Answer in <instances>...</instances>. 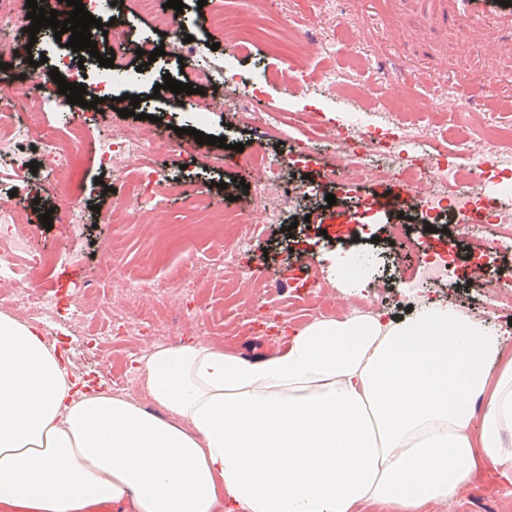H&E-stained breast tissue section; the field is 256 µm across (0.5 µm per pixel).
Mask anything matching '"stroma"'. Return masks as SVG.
Masks as SVG:
<instances>
[{
    "mask_svg": "<svg viewBox=\"0 0 512 512\" xmlns=\"http://www.w3.org/2000/svg\"><path fill=\"white\" fill-rule=\"evenodd\" d=\"M429 0H224L228 12L242 18H260L271 14H285L287 24H275L276 37L287 38L290 27L313 29L318 39L309 42L296 69L297 78L281 81L277 74L284 61L278 55L258 48L246 53L238 49L231 32H210L205 39L217 44L211 60L224 68L248 73L264 84L261 105H273L287 112H317L328 126L355 120L359 100L346 98L326 89L317 77L327 60L317 51L318 40L335 43L333 55L337 70L349 82L358 83L364 95L383 96L387 103L403 112L420 113L428 97H437L439 108L445 112L448 124H457L463 109L460 95L474 92L476 98L512 94V42H486L468 35L465 29L451 30L433 27L425 22ZM166 70L183 83L194 80L192 65H180L175 59H161L149 65L150 79L116 89L123 94L145 98V119L123 118L111 112L102 113L97 126L83 129V184L68 192L53 196L56 205H67L73 197H80L86 206L87 221L78 229L64 224L44 228L37 205L27 208L28 221L21 224L20 234L30 243L47 252L41 265L24 268L15 283L0 284V297H7L11 287L32 292L54 289L69 300L73 313L61 324L43 325L48 340L61 341L69 352L70 370L74 375L84 374L107 382L108 377L99 367L108 347L104 344L88 347L93 335H105L108 313L86 319L85 306L90 296H97L113 308L143 316L162 311L168 333L165 344L183 339L186 326H193L197 338H209L213 344L236 352L262 353L276 349L283 321L301 322L310 317L306 306L316 302L334 317L346 310V302L337 295L336 261L353 259L360 251L374 252L379 268L374 287L365 289V297L374 301L376 310L400 319L409 313L410 302L404 297V282L394 280L395 266L412 265L414 255L406 237L394 234L398 223L410 226L411 234L425 236L431 243L445 238L463 237L461 219L447 213L437 218L435 232H427L418 224L413 212L397 215L370 213L362 216L364 201L384 189L375 178H350L336 183H324L325 171L344 169L342 155L331 146L321 144L309 148L308 158L283 172L285 184L307 188L323 185V195L298 197L292 208L285 211L278 224L263 223L259 212L249 210L246 199L232 201L235 209L244 210L246 218L256 227L248 259L261 267L272 278L298 271L306 279L299 288H271L260 292L244 284L225 288L212 282L204 296L180 292L185 274L195 260L216 267L224 264V249L220 242L205 233L175 243L171 231L175 225L192 218L191 203L199 196L221 198L222 186L232 180L247 179L241 164L244 152L252 151L256 140L250 130L240 128L232 111H214L204 121V134L225 137L228 148L198 144L195 136L177 135L182 121L169 109L168 96L153 98L155 74ZM164 117L168 129L156 152L162 168L170 178L180 181L178 197H164L159 201L150 219L133 215L131 222H109L112 197L105 194V185L112 178L98 169L94 150L98 140L112 129L145 131L151 126L150 116ZM243 144V152H236L234 144ZM223 154V169L209 171L189 165L192 156ZM333 194L335 203H328L326 194ZM314 217V225H307L306 217ZM72 253L77 266L63 267L53 256L57 250ZM119 266L135 276L169 281L177 292L166 302H159L151 289L137 295L113 290L110 281L98 278L102 264ZM512 268V253L502 254L495 265L476 272L468 250H461L454 266L448 271L446 282L429 290L431 297H443L469 314H484L485 296L475 288L477 279H493L499 270ZM208 310L213 320L190 323L191 313ZM429 512H512V474L474 489L446 504L430 508Z\"/></svg>",
    "mask_w": 512,
    "mask_h": 512,
    "instance_id": "stroma-1",
    "label": "stroma"
}]
</instances>
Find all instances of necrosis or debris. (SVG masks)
Returning a JSON list of instances; mask_svg holds the SVG:
<instances>
[{"label": "necrosis or debris", "instance_id": "1", "mask_svg": "<svg viewBox=\"0 0 512 512\" xmlns=\"http://www.w3.org/2000/svg\"><path fill=\"white\" fill-rule=\"evenodd\" d=\"M82 2L103 24L102 29L93 30V40L116 52L123 49L130 39V26L124 16L114 14L109 0ZM134 4L139 15L154 19L158 28L167 33L166 52L185 58L209 55L210 48L205 41H186L188 28L181 14L164 7L162 0H134ZM197 25L231 29L238 47L244 51L257 48L265 39L263 24L245 22L227 14L223 0H214L213 8L198 18ZM0 54L10 57L13 63L5 76L14 85L13 98L0 101V171L6 169L26 177L29 194L44 201L59 172H67L75 179L82 176L79 140L61 142L55 127L45 122L46 113L59 111L67 97L59 93L48 70H41L34 77L23 75L26 61L13 55L10 43L0 44ZM52 65L66 82L84 84L89 94L99 97L96 108L81 112L87 122L94 121L99 112L106 110V101L115 88L114 75H124L130 82L147 77L146 72L118 63L111 68H96L93 76L87 78L73 53L56 54ZM194 78L205 95L199 99L184 96L183 109L201 118L211 112L214 105L223 102L225 88L237 89V122L240 127L253 131L259 144L247 158L249 166L261 174L249 193L250 204L262 214L264 223H280L283 212L295 198L293 191L283 188L282 173L298 153L327 136L324 126L316 118L303 121L275 107L262 112L251 111L249 104L260 85L241 73L206 66L196 68ZM480 125L484 138L493 141L494 147L476 157L469 149L470 137L466 130H457L451 137L443 131L435 135L400 112L368 116L361 125L336 130L330 136L347 158L350 172H368L381 181L399 185L412 200L414 209L430 217L453 211L474 226L469 245L474 259L484 266L512 251V206L504 197H490L477 184L472 172L480 170L487 178L499 180L502 186H512V125L502 124L488 113L483 115ZM269 140L289 142L290 148L282 154L269 153L264 147ZM36 152L45 158L44 168L38 172L29 167L31 156ZM96 164L108 172L118 186L112 198V215L116 218L147 208L156 198V187L166 182L156 162L152 141L138 135L116 133L104 139L96 152ZM195 203L197 208L206 211L208 223L224 227L225 267L234 268L245 279L262 283L263 287L282 286V279L263 277L246 264L255 231L241 213L209 198H196ZM17 210V205L0 202L1 282L14 279L20 259L32 264L43 260L42 255L22 252ZM411 247L416 254V265L413 272L399 271L398 276L403 280L414 273L424 283L444 281L457 259V248L451 241L437 251L416 238ZM11 303L26 319L39 323L59 319L67 310L58 297L36 296L22 288L16 289Z\"/></svg>", "mask_w": 512, "mask_h": 512}]
</instances>
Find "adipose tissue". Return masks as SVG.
I'll return each instance as SVG.
<instances>
[{
    "mask_svg": "<svg viewBox=\"0 0 512 512\" xmlns=\"http://www.w3.org/2000/svg\"><path fill=\"white\" fill-rule=\"evenodd\" d=\"M503 344L443 301L354 306L257 355L155 347L146 407L0 312V512H428L512 471Z\"/></svg>",
    "mask_w": 512,
    "mask_h": 512,
    "instance_id": "ef3b65f1",
    "label": "adipose tissue"
}]
</instances>
